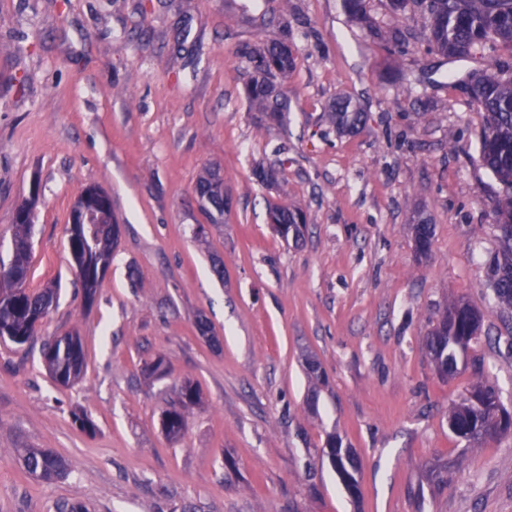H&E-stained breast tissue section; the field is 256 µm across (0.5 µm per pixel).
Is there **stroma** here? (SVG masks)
I'll use <instances>...</instances> for the list:
<instances>
[{"label": "stroma", "instance_id": "stroma-1", "mask_svg": "<svg viewBox=\"0 0 512 512\" xmlns=\"http://www.w3.org/2000/svg\"><path fill=\"white\" fill-rule=\"evenodd\" d=\"M284 6L288 129L263 135L236 50L278 38L261 19ZM489 62L393 53L343 0H0V257L38 185L28 285L60 284L36 341H0V512H512V434L468 448L448 429L479 380L512 412V310L487 277L500 186L480 160L484 116L454 87ZM341 97L366 116L343 132L328 119ZM278 146L288 162L263 184ZM213 165L216 222L195 192ZM91 184L121 236L88 306L67 228ZM272 203L306 213L301 240L276 235ZM417 224L432 227L425 254ZM457 300L482 326L444 379L428 336ZM73 329L86 369L63 387L41 341ZM158 355L160 380L144 371ZM187 380L202 403L171 441L160 414ZM330 433L359 461V496L321 453ZM21 448L59 454L66 476H29Z\"/></svg>", "mask_w": 512, "mask_h": 512}]
</instances>
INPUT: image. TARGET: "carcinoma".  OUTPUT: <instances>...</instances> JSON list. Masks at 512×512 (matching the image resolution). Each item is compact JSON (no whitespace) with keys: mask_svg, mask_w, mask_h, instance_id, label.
<instances>
[{"mask_svg":"<svg viewBox=\"0 0 512 512\" xmlns=\"http://www.w3.org/2000/svg\"><path fill=\"white\" fill-rule=\"evenodd\" d=\"M371 0H344L352 21L366 25L367 36L385 39L401 48L417 38V32L395 26L383 31L368 24ZM392 17L414 10L426 16L424 34L428 51L446 57H463L474 50H489L493 63L489 68L473 72V91L467 96L485 117L481 140L483 165L501 186L495 200L496 227L501 247L488 267V278L496 299L506 309L512 308V0H387ZM288 6L279 15L281 37L270 41L244 44L237 53L251 69L245 85L248 100L261 112L260 125H278L288 110L285 94L278 90L279 80L293 68L294 56L288 44ZM332 124L340 128H355L363 122L364 114L348 99L336 100L329 112ZM196 192L214 204L213 211L224 215L221 206V184L214 172L205 170L196 184ZM275 221L274 230L284 240L295 241L303 236L306 216L286 204L270 208ZM33 222L15 225L14 249L8 262L0 261L17 278L0 286V339L15 345L34 340L33 322L43 320L56 304L58 282L48 288L32 289L30 277ZM120 225L102 217L97 224H76L69 230L68 249L75 265H83L78 279L86 301L94 300L100 284L112 262ZM481 327L480 314L463 302L448 307L442 320L432 329L429 349L439 372L454 376L459 372V360L477 339ZM41 356L46 368L59 377L80 380L84 373L85 356L82 339L77 334L43 341ZM200 402V390L191 381L184 382L178 399L161 416L162 430L172 440L185 430V412ZM507 410L494 389L488 385H473L465 390L459 404L448 415V429L466 446H479L488 440L512 433V418L503 417ZM338 449L334 470H343L356 479L358 463L353 457H341V442L330 435L322 453ZM23 469L43 481L62 478L68 471L66 460L44 448H25L20 454Z\"/></svg>","mask_w":512,"mask_h":512,"instance_id":"1","label":"carcinoma"}]
</instances>
